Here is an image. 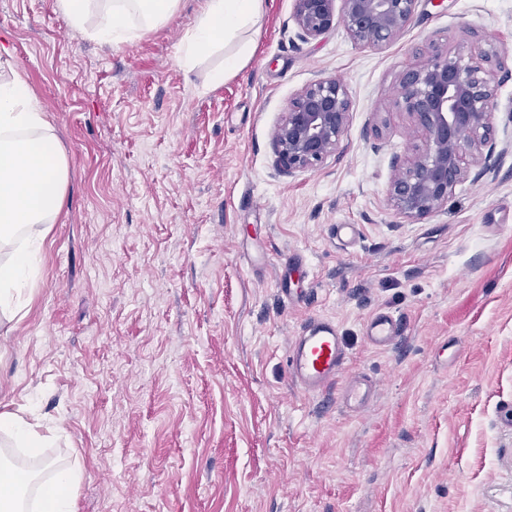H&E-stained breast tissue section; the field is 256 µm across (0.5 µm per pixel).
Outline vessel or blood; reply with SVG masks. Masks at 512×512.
<instances>
[{
  "instance_id": "vessel-or-blood-1",
  "label": "vessel or blood",
  "mask_w": 512,
  "mask_h": 512,
  "mask_svg": "<svg viewBox=\"0 0 512 512\" xmlns=\"http://www.w3.org/2000/svg\"><path fill=\"white\" fill-rule=\"evenodd\" d=\"M398 329L397 318L388 312L374 314L367 322V338L377 347L392 345ZM348 356L337 325L327 318L309 322L296 337L289 354L288 373L305 393L319 394L343 379Z\"/></svg>"
}]
</instances>
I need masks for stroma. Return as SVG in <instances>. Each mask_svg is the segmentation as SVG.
<instances>
[{
  "mask_svg": "<svg viewBox=\"0 0 512 512\" xmlns=\"http://www.w3.org/2000/svg\"><path fill=\"white\" fill-rule=\"evenodd\" d=\"M203 0L107 45L57 0H0V73L24 75L68 163L24 309L0 320V411L52 435L74 512H512V0H419L393 43L305 42L266 0L254 52L180 46ZM498 50L502 155L417 222L389 199L416 144L399 74ZM320 78L345 86L346 150L291 175L273 130ZM401 321L387 348L367 320ZM336 322L361 410L305 395L288 350Z\"/></svg>",
  "mask_w": 512,
  "mask_h": 512,
  "instance_id": "1",
  "label": "stroma"
}]
</instances>
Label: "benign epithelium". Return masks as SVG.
<instances>
[{
    "mask_svg": "<svg viewBox=\"0 0 512 512\" xmlns=\"http://www.w3.org/2000/svg\"><path fill=\"white\" fill-rule=\"evenodd\" d=\"M418 0H294L300 37L316 39L341 24L356 43L382 48L412 22ZM497 54L465 63L436 49L427 64L405 67L399 104L411 117L419 144L397 161L389 197L409 221L421 220L448 200V194L477 168L490 173L497 142L494 110L498 82L491 65ZM352 102L335 78L320 79L291 99L274 131L275 164L285 173L314 170L344 152L343 137Z\"/></svg>",
    "mask_w": 512,
    "mask_h": 512,
    "instance_id": "7a95c632",
    "label": "benign epithelium"
}]
</instances>
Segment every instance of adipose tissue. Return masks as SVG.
I'll use <instances>...</instances> for the list:
<instances>
[{"label": "adipose tissue", "instance_id": "1", "mask_svg": "<svg viewBox=\"0 0 512 512\" xmlns=\"http://www.w3.org/2000/svg\"><path fill=\"white\" fill-rule=\"evenodd\" d=\"M180 0H59L71 25L90 29L97 40L117 44L135 32L163 24ZM265 0H205L182 47L181 62L191 66L216 47L224 66L213 79L237 73L253 51ZM67 183L64 152L19 74L0 75V315L12 319L23 310L22 294L35 273L46 224L63 206ZM0 435L12 447L37 453L47 439L15 413L0 412ZM75 469H53L37 484L40 512H73L70 488Z\"/></svg>", "mask_w": 512, "mask_h": 512}]
</instances>
